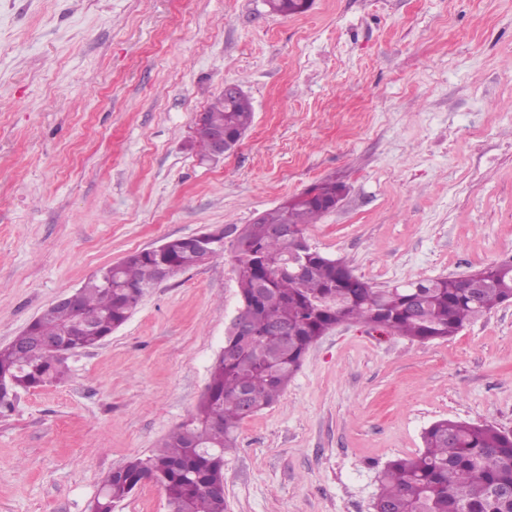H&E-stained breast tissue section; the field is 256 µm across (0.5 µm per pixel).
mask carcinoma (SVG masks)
Here are the masks:
<instances>
[{
    "label": "carcinoma",
    "mask_w": 512,
    "mask_h": 512,
    "mask_svg": "<svg viewBox=\"0 0 512 512\" xmlns=\"http://www.w3.org/2000/svg\"><path fill=\"white\" fill-rule=\"evenodd\" d=\"M268 2L285 16L307 11L303 0ZM205 112L211 126L224 128L237 142L254 117L245 94H222ZM344 193L345 186L334 180L317 182L239 228L238 238H226L213 248L212 259L230 254L251 334H228L224 346L233 353L214 360L196 411L151 456L133 457L108 474L89 512H113L117 502L146 480L159 484L179 512H227L226 500L214 486L224 484V453L235 446L239 424L279 398L325 331L350 322L420 342L446 339L512 294V288L496 284L477 288L471 296L451 277L376 288L355 274L340 288L343 272L351 271L344 259L304 250L294 237L270 233L272 224H288L303 233ZM296 257L305 263L300 276L295 275ZM164 263L176 274L200 266L201 260L184 239L175 238L162 256L143 249L125 257L112 267L110 288L97 273L89 278L83 300L105 320L103 330H116L129 319L138 290L154 286ZM504 270L512 273V259L490 263L471 272L470 278L488 282ZM69 327L70 312L54 309L31 325L32 335L0 348V373L12 375L14 390L67 379L68 355L44 349L39 341ZM422 439L423 450L417 455L391 460L384 467L375 512H512V497L499 494L512 486L511 432L440 419L424 430Z\"/></svg>",
    "instance_id": "carcinoma-1"
}]
</instances>
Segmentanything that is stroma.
<instances>
[{
  "label": "stroma",
  "mask_w": 512,
  "mask_h": 512,
  "mask_svg": "<svg viewBox=\"0 0 512 512\" xmlns=\"http://www.w3.org/2000/svg\"><path fill=\"white\" fill-rule=\"evenodd\" d=\"M238 85L219 162L195 113ZM332 178L305 228L376 287L512 255V0H0V346L100 268ZM239 305L230 257L146 289L60 384L0 416V512H87L205 392ZM512 432V303L429 342L336 326L224 455L228 512H374L440 419ZM224 93L237 96L240 90L234 84H226ZM224 93L210 103L205 112H198L194 117L193 133L199 136H194L193 147L199 149L201 159L209 155L212 160L224 158V154L234 147V142L240 141L253 122L254 112L249 97L244 92L237 97H227ZM207 119L211 126L223 127L224 130L211 128ZM224 132L234 137V142Z\"/></svg>",
  "instance_id": "stroma-1"
}]
</instances>
